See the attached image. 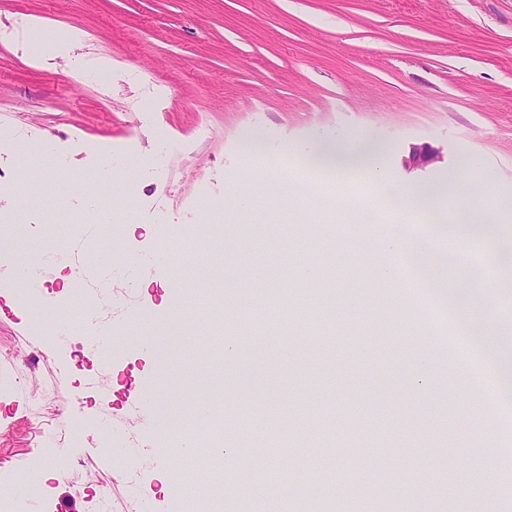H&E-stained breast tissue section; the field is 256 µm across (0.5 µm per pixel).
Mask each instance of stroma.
Here are the masks:
<instances>
[{
	"label": "stroma",
	"instance_id": "35a3bbf8",
	"mask_svg": "<svg viewBox=\"0 0 512 512\" xmlns=\"http://www.w3.org/2000/svg\"><path fill=\"white\" fill-rule=\"evenodd\" d=\"M32 17L42 28L26 30ZM71 29L82 43L60 40ZM252 133L267 148L259 161L243 148ZM363 136L382 146V174L445 206L485 211L512 193V0H0V211L20 209L25 223L0 247V294L13 308L0 313V489L33 453L54 451L15 512H281L249 465L276 448L288 451L291 512L323 498L353 505L360 473L381 455L402 496H370L359 512H512L488 468L473 467L505 445L478 428L481 394L430 356L431 322L398 314L404 300L433 314L436 295L373 274L400 260L381 250L394 218L377 187L304 162L317 142ZM425 144L440 161L406 169ZM246 175L250 193L231 201ZM100 179L109 195L67 189ZM91 214L114 227L116 246L146 255L150 281L126 278L116 257L101 314L125 336L98 370L81 357L84 336L36 317L44 297L72 305L75 291L47 272L27 283L5 275L26 241L70 244ZM161 225L175 242L215 247L185 289L223 288L222 354L187 338L204 316L152 261ZM432 254L433 280L462 299L448 335L473 319L512 355V291L493 247L451 236L434 239ZM310 260L312 287L291 274ZM162 305L173 320L153 355L129 318ZM138 379L208 393V413L185 406L176 417L191 436L223 422L236 496L208 508L158 494L159 476L193 459L141 448L142 423L127 411ZM349 414L377 440L353 449L342 432L308 427Z\"/></svg>",
	"mask_w": 512,
	"mask_h": 512
}]
</instances>
